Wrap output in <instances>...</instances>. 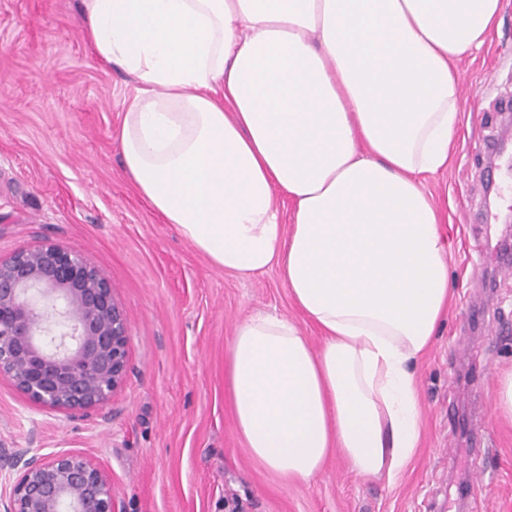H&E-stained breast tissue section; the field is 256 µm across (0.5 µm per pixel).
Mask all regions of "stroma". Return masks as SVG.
Listing matches in <instances>:
<instances>
[{"instance_id":"stroma-1","label":"stroma","mask_w":512,"mask_h":512,"mask_svg":"<svg viewBox=\"0 0 512 512\" xmlns=\"http://www.w3.org/2000/svg\"><path fill=\"white\" fill-rule=\"evenodd\" d=\"M79 0H0V258L55 243L99 269L128 318V373L106 404L43 408L0 375V451L73 448L112 476L118 512H512V421L494 412L512 369V0L457 63L461 125L423 189L443 210L452 295L415 365L421 445L396 480L333 452L309 482L284 481L239 436L224 380L235 325L277 311L312 347L323 336L278 271L214 267L126 176L119 132L136 79L95 54Z\"/></svg>"}]
</instances>
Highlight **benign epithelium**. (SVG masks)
I'll list each match as a JSON object with an SVG mask.
<instances>
[{"label":"benign epithelium","instance_id":"7a95c632","mask_svg":"<svg viewBox=\"0 0 512 512\" xmlns=\"http://www.w3.org/2000/svg\"><path fill=\"white\" fill-rule=\"evenodd\" d=\"M127 317L105 275L52 243L0 260V375L53 410L105 404L128 367ZM0 512H116L112 479L71 449L7 457Z\"/></svg>","mask_w":512,"mask_h":512}]
</instances>
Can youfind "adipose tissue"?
Returning <instances> with one entry per match:
<instances>
[{
  "instance_id": "1",
  "label": "adipose tissue",
  "mask_w": 512,
  "mask_h": 512,
  "mask_svg": "<svg viewBox=\"0 0 512 512\" xmlns=\"http://www.w3.org/2000/svg\"><path fill=\"white\" fill-rule=\"evenodd\" d=\"M502 0H80L97 56L133 74L124 170L225 272L279 270L324 335L257 313L227 345L251 455L284 480L340 449L395 479L421 442L414 366L448 311L442 213L421 178L461 123L457 61ZM291 199L284 223L280 198Z\"/></svg>"
}]
</instances>
